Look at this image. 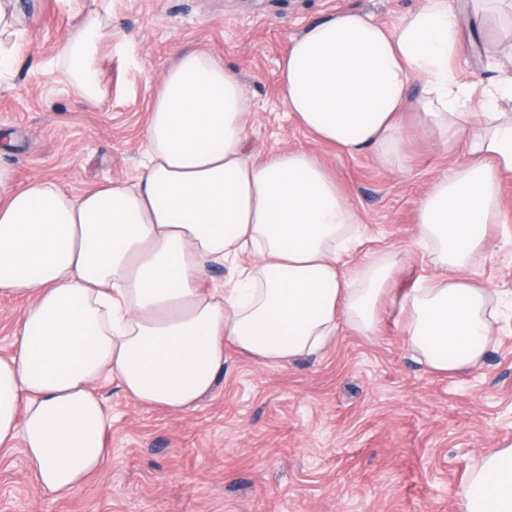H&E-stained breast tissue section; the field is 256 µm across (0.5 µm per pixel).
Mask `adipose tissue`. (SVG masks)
I'll list each match as a JSON object with an SVG mask.
<instances>
[{
    "label": "adipose tissue",
    "instance_id": "ef3b65f1",
    "mask_svg": "<svg viewBox=\"0 0 512 512\" xmlns=\"http://www.w3.org/2000/svg\"><path fill=\"white\" fill-rule=\"evenodd\" d=\"M470 8L512 26V0H422L391 23L344 9L293 38L281 67L287 112L347 155L369 151L404 172L406 112L430 140L464 145L467 162L419 207L418 241L446 275L405 294L388 287L393 257L344 276L339 258L358 231L348 195L313 153L250 160L241 81L204 50L180 54L150 94L134 179L70 194L48 178L16 184L0 165V295L28 300L0 357V447L22 448L42 491L69 497L105 465L100 382L187 413L212 392L228 342L282 367L330 345L340 320L373 333L389 303L432 370L481 362L498 298L470 269L512 179V48L497 83L461 81ZM101 26L89 13L61 45L66 79L93 102ZM244 252L254 261L231 288H202L211 266ZM461 509L512 512L511 447L473 472Z\"/></svg>",
    "mask_w": 512,
    "mask_h": 512
}]
</instances>
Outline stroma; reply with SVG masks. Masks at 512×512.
Returning <instances> with one entry per match:
<instances>
[{
    "mask_svg": "<svg viewBox=\"0 0 512 512\" xmlns=\"http://www.w3.org/2000/svg\"><path fill=\"white\" fill-rule=\"evenodd\" d=\"M420 0H17L27 34L0 85V164L17 182L56 180L69 192L121 176L141 161L145 101L181 52L204 49L242 79L250 112L247 149L317 154L346 188L360 236L345 258L355 278L398 255L391 288L405 293L440 270L417 243L418 205L433 179L465 159L424 141L405 113L406 173L373 154L347 156L319 144L286 112L279 89L292 37L339 9L389 22ZM105 19L101 104L73 91L57 51L90 9ZM473 55L461 79L493 82L489 57L512 28L475 11L463 16ZM473 272L512 290V182L500 223L490 225ZM97 392L112 415L108 459L74 495L44 493L21 450L0 455V512H460L473 470L512 446V312L479 368L439 373L405 342L397 310L375 332L341 324L321 353L284 368L260 365L233 346L211 394L186 414L127 398L112 382Z\"/></svg>",
    "mask_w": 512,
    "mask_h": 512,
    "instance_id": "obj_1",
    "label": "stroma"
}]
</instances>
